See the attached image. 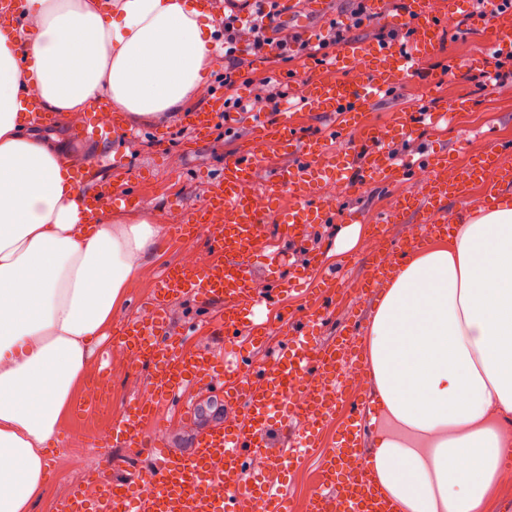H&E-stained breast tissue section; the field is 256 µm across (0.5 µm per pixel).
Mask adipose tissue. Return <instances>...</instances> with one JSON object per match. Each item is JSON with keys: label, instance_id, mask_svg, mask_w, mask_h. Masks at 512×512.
Listing matches in <instances>:
<instances>
[{"label": "adipose tissue", "instance_id": "1", "mask_svg": "<svg viewBox=\"0 0 512 512\" xmlns=\"http://www.w3.org/2000/svg\"><path fill=\"white\" fill-rule=\"evenodd\" d=\"M28 2L36 36L0 34V512H35L91 345L161 236L87 216L70 154L25 110L168 118L204 93L218 44L204 0ZM368 346L384 419L370 476L396 512H482L512 447V200L398 266Z\"/></svg>", "mask_w": 512, "mask_h": 512}]
</instances>
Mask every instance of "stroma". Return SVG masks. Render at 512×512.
Masks as SVG:
<instances>
[{
	"label": "stroma",
	"instance_id": "obj_1",
	"mask_svg": "<svg viewBox=\"0 0 512 512\" xmlns=\"http://www.w3.org/2000/svg\"><path fill=\"white\" fill-rule=\"evenodd\" d=\"M353 7V0H324L319 9L312 8L309 0H294L292 8L305 19L306 26L300 30L292 22H283L276 37L316 42L326 34L331 23L346 20ZM239 56L251 78L249 87L242 89L241 94L250 99L263 94L270 78L294 90L312 77L341 79L345 76L344 71L316 64L313 58L302 53L285 63L277 62L274 56H265L261 67L255 64L248 46H241ZM495 63L482 31L459 22L450 23L437 49L422 62L420 75L402 79L362 112L358 120L365 125L387 126L396 113L415 106L434 101L459 104L456 117L435 125H423L417 136L393 139L388 151L399 159L444 152L451 164L465 165L475 152L500 142H512V76L503 77L493 85L476 81L482 69L494 68ZM45 126L65 137L77 166H94L101 155L107 153L121 155L124 170L113 180L112 188L118 192L133 191L141 197L142 203L117 207V214L129 219L147 216L161 227L158 245L144 260L139 275L130 282L125 300L113 313L112 321L117 324L148 314L153 287L162 270L181 263L185 253L202 255L206 252L199 240L175 241V227L184 223L187 215L202 205L214 184L223 179L225 158L250 142L253 128L248 112L232 111L230 122L216 121L205 135L189 125L181 113L164 120L130 121L125 131L115 133L110 142L102 145L78 140L74 126L65 124L55 115ZM418 190L417 182L395 180L385 187L368 183L353 191H341L332 197L325 221L310 226L304 246L281 241V248L291 252L296 265H304L309 254L316 251L321 252L322 263L312 271L309 280L299 283L296 291L258 311V318L270 325L268 347L280 346L284 339L279 322L283 314L297 316L306 308L322 305L323 280L355 278L361 272L363 258L376 249L387 247L389 240L408 236L410 225L391 224L380 229L371 219L388 209L392 196ZM355 224L361 227L355 246L343 253L336 252V242L343 231ZM377 306V300H360L337 292L333 306L316 333L318 343L329 345L337 332L351 323L370 325ZM211 317V309L200 307L193 298H177L168 307L167 333L178 336L193 327L197 330L194 343L211 345L212 339L207 334ZM99 361V354H92L88 372L68 408L58 439L48 451L44 493L37 512H56L57 501L80 485V477L70 473L66 464L73 449H86L92 472L117 479L130 477L155 461L154 454L142 448L89 447L90 436L108 428L111 421L121 416L125 402L142 393L148 385L147 377L134 372L127 361L113 359L105 396L112 405L111 411L84 415L80 405L89 389L98 382ZM196 401V419L185 425L176 423L169 407H160L149 429L151 438L165 440L173 448H185L197 429L221 423L229 413L220 392L201 393Z\"/></svg>",
	"mask_w": 512,
	"mask_h": 512
}]
</instances>
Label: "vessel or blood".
I'll return each instance as SVG.
<instances>
[{
    "label": "vessel or blood",
    "mask_w": 512,
    "mask_h": 512,
    "mask_svg": "<svg viewBox=\"0 0 512 512\" xmlns=\"http://www.w3.org/2000/svg\"><path fill=\"white\" fill-rule=\"evenodd\" d=\"M401 5L399 18L410 26L405 43L365 46L348 41L333 50L336 64L351 68L365 63L359 81L312 79L299 89L307 111L332 116L334 131L354 132L364 148L361 172H353L346 165L327 166L326 137L298 141L288 116H281L273 124L256 121L255 135L248 146L225 159L224 178L210 191L206 205L179 228L183 236L203 235L208 263L167 269L155 282L151 313L128 321L118 331V342L126 349L131 368L149 369L151 399L145 402L136 397L129 401L120 420L109 428L113 446H142L155 403L173 399L182 391L208 386L222 389L225 404L236 407V414L225 419L223 425L200 433L185 452L159 449L148 493L135 498L124 485L105 482L96 500L85 499L77 490L59 503L58 512H237L239 498L245 492L252 497L253 512H295V503L284 494L282 484L294 458L308 450L342 401L343 378L336 348L352 342L353 330L340 331L337 344L318 345L314 334L324 316L320 310H308L300 330L287 336L282 348L267 356L265 363L256 364L238 349L231 357L219 358L206 349H183L176 340L162 343L165 314L169 303L178 296L193 297L205 306L217 303L221 306L217 324L225 341L249 345L261 342L265 330L250 318L253 308L264 300L255 288L253 268L261 264L273 270L283 261L281 254L270 249L264 219L274 216L284 239L304 244L308 225L321 223L330 208L329 199L321 192L324 182L350 188L367 180L419 181L420 195L397 197L379 218L383 224L408 220L418 226L417 237L391 244L396 261L416 247L419 239L447 234L449 202H458L464 208H486L512 190V169L499 163L501 157L512 153L510 146L497 145L477 155L470 167L450 182L441 175L448 166L447 154L399 162L389 156L391 136L415 134L410 117L398 118L391 131L382 127L354 129V113L376 102L402 78L413 75L421 58L434 48L447 27L445 17L428 9L425 0H401ZM463 20L465 25L485 32L495 52H512V8L470 12ZM122 125L121 114L115 113L108 121L85 123L77 134L100 141L110 138ZM288 146L293 147L295 159L263 184L259 195L268 205L257 208L249 196L257 170L268 160L271 148ZM74 179L89 213H96L108 203L128 205L136 200L132 192L89 190L88 185L94 180L92 170L75 171ZM475 186L481 189L476 198L471 195ZM286 192L294 195L293 206L271 214L270 205ZM389 269V264L370 261L364 279L355 284V291L376 296L380 280ZM297 391L307 393L308 404L293 400ZM302 419L307 426L291 433L289 448L274 447L268 435L272 423L284 427ZM363 432L361 421L352 420L337 446L325 452L320 487L307 499V512H328L333 500L338 501L342 512H389L367 474L351 480L343 477L347 460L360 450ZM251 459L259 461L258 471H250L247 462ZM228 470L248 477V484L225 485L224 473Z\"/></svg>",
    "instance_id": "vessel-or-blood-1"
}]
</instances>
